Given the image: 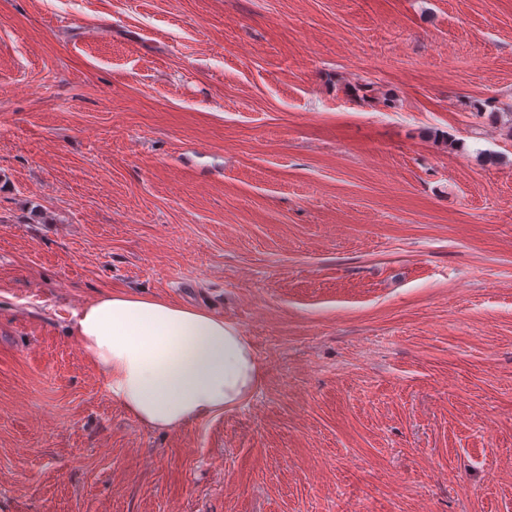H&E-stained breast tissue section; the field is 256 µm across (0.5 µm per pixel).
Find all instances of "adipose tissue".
<instances>
[{"instance_id": "adipose-tissue-1", "label": "adipose tissue", "mask_w": 512, "mask_h": 512, "mask_svg": "<svg viewBox=\"0 0 512 512\" xmlns=\"http://www.w3.org/2000/svg\"><path fill=\"white\" fill-rule=\"evenodd\" d=\"M74 333L110 400L157 430L234 408L262 383L246 336L200 308L106 293L76 312Z\"/></svg>"}]
</instances>
